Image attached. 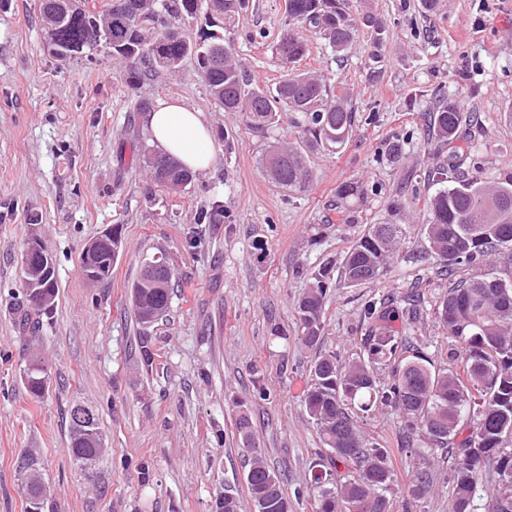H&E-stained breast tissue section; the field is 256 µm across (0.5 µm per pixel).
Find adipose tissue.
<instances>
[{
	"label": "adipose tissue",
	"instance_id": "obj_1",
	"mask_svg": "<svg viewBox=\"0 0 512 512\" xmlns=\"http://www.w3.org/2000/svg\"><path fill=\"white\" fill-rule=\"evenodd\" d=\"M151 141L195 172L214 162L210 128L203 112L176 101H162L146 117Z\"/></svg>",
	"mask_w": 512,
	"mask_h": 512
}]
</instances>
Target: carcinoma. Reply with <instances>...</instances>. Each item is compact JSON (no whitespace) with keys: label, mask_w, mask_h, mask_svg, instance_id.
I'll list each match as a JSON object with an SVG mask.
<instances>
[{"label":"carcinoma","mask_w":512,"mask_h":512,"mask_svg":"<svg viewBox=\"0 0 512 512\" xmlns=\"http://www.w3.org/2000/svg\"><path fill=\"white\" fill-rule=\"evenodd\" d=\"M112 58L125 67L126 80L135 85L156 69L174 72L188 56L196 58L198 76L214 102L225 112H236L250 129L263 133L281 112H297L307 141L337 150L347 142L354 124L353 109L344 94L335 93L324 76L296 67L308 53L307 42L293 25L310 27L334 51L342 52L352 40L353 23L346 0H290L288 24L276 43V56L286 74L276 86L263 88L251 80L224 31L249 8V0H112ZM164 20L152 29L141 19ZM204 13L205 28L194 41L179 34L168 37L166 26L174 18H195ZM41 16H52L57 27V58L69 60L88 56L96 50L104 20L92 11H67L62 0H40ZM433 127L448 153L436 154L434 173L448 186L431 197L423 224L429 247L443 272L453 276L468 267L469 276L449 280L448 295L440 302L438 318L455 339L454 358L459 366L436 369L407 336L390 329L388 323L399 311L372 303L369 318L378 323V334L369 338L366 352L351 361L334 354L317 357L311 364L312 385L304 407L317 429L327 455H319L309 467L310 479L297 495L317 504L316 512H393L388 497L393 485L389 451L361 434L355 414L388 406L404 419L412 434L421 429L430 442L428 451L459 449L452 468V497L449 512H512V281L482 270L491 257L512 255V168L502 169L492 182L477 174V166H465L466 155L455 145L458 132L470 117L455 105L440 104L432 115ZM278 156L270 176L292 188L310 179L302 148L277 147ZM139 159L147 171L167 169L166 189L192 182V174L173 159L141 145ZM224 222V205L215 203L201 210L196 224ZM404 235L401 224H372L346 254L341 278L349 286L371 282L387 272L396 244ZM122 248L117 228H112V246H102L80 257V267H96L103 279ZM45 276L40 302L26 298L36 314L50 318L56 297L55 266L47 248ZM144 259L139 278L131 286V303L138 319L151 323L164 315L171 303L174 271L163 274L165 286L151 288ZM314 283L296 306L295 333L307 346L323 336L324 303L330 271L315 274ZM394 360L391 381L378 378V365ZM28 392L40 398L50 384L48 366L38 358L23 369ZM104 450L93 444L76 423L70 425L68 454L72 464L93 477ZM347 469L346 475L338 467ZM494 467L499 482L484 486L481 474ZM18 474L35 512L43 507V468L38 458L26 455ZM246 481L254 512H290L288 496L277 474L260 455L252 457ZM433 482L432 471L414 476L404 493L415 498Z\"/></svg>","instance_id":"carcinoma-1"}]
</instances>
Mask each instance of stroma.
<instances>
[{
	"instance_id": "1",
	"label": "stroma",
	"mask_w": 512,
	"mask_h": 512,
	"mask_svg": "<svg viewBox=\"0 0 512 512\" xmlns=\"http://www.w3.org/2000/svg\"><path fill=\"white\" fill-rule=\"evenodd\" d=\"M353 39L332 52L309 30L303 68L323 74L354 108L353 133L338 150L307 153L311 179L275 184L261 157L295 142L300 116L281 113L259 134L222 111L197 75L194 58L128 86L111 53L58 62L44 46L38 0L0 8V512H28L17 466L24 452L43 462L42 512H216L224 493L253 512L245 482L253 453L279 476L291 512H315L297 491L324 446L308 419L304 394L320 354L352 360L364 352L368 302L421 298L416 320L394 330L414 336L435 367H448L453 344L436 315L448 292L435 271L423 223L438 186L428 178L439 140L430 115L439 100L473 114L461 142L495 180L512 166V0H349ZM283 0H250L226 37L252 79L274 84L283 70L274 44L285 23ZM150 104L179 99L205 112L214 164L183 191L154 185L138 158L149 142ZM356 180L364 196L336 214V191ZM220 201L224 221L202 225L188 246L193 218ZM407 227L387 272L349 287L341 264L367 225ZM117 227L122 252L104 282L80 270L84 247ZM53 257L54 318L38 327L20 316L21 257L31 233ZM166 255L178 286L166 316L139 324L130 286L143 258ZM330 271L324 337L304 346L295 335L296 302L319 269ZM147 341L153 364L139 343ZM51 370L48 392L32 397L22 381L28 357ZM98 416L107 446L96 478L68 456L71 406ZM251 439L237 432L240 416ZM370 441L390 451L394 485L409 484L423 460L421 434L407 435L397 411L358 420ZM432 487L418 499L396 496L394 512H448L453 458H431Z\"/></svg>"
}]
</instances>
